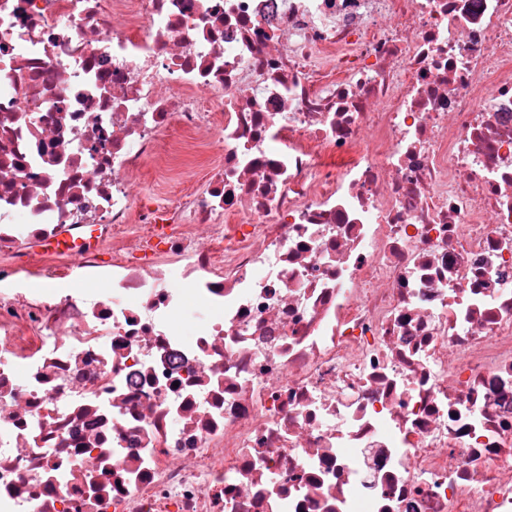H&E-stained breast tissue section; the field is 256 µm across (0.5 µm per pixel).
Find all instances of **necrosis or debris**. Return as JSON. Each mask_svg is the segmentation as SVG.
I'll list each match as a JSON object with an SVG mask.
<instances>
[{"mask_svg":"<svg viewBox=\"0 0 512 512\" xmlns=\"http://www.w3.org/2000/svg\"><path fill=\"white\" fill-rule=\"evenodd\" d=\"M0 512H512V0H0Z\"/></svg>","mask_w":512,"mask_h":512,"instance_id":"necrosis-or-debris-1","label":"necrosis or debris"}]
</instances>
